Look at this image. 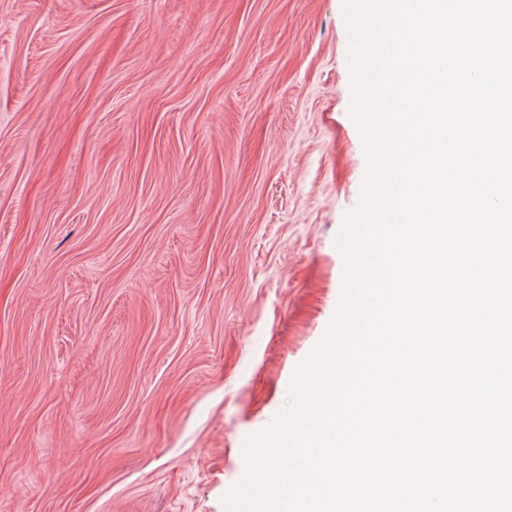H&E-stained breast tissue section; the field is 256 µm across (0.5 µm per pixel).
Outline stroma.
Wrapping results in <instances>:
<instances>
[{"label":"stroma","mask_w":512,"mask_h":512,"mask_svg":"<svg viewBox=\"0 0 512 512\" xmlns=\"http://www.w3.org/2000/svg\"><path fill=\"white\" fill-rule=\"evenodd\" d=\"M344 0H0V512H224L334 318Z\"/></svg>","instance_id":"stroma-1"}]
</instances>
